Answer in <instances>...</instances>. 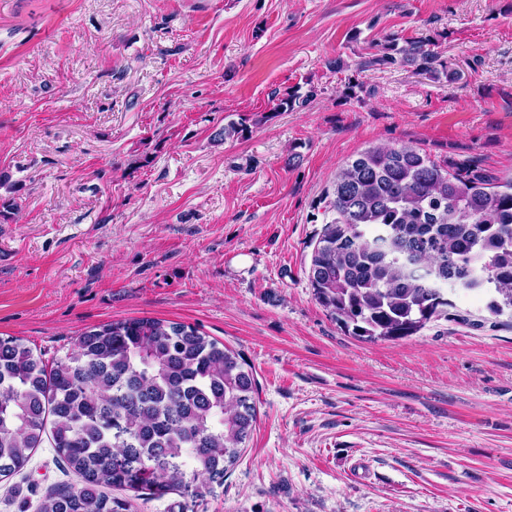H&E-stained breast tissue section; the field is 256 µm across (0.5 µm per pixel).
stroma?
Returning a JSON list of instances; mask_svg holds the SVG:
<instances>
[{
	"label": "stroma",
	"instance_id": "stroma-1",
	"mask_svg": "<svg viewBox=\"0 0 512 512\" xmlns=\"http://www.w3.org/2000/svg\"><path fill=\"white\" fill-rule=\"evenodd\" d=\"M386 34L433 38L458 79L363 67ZM374 145L512 178V0H0V337L51 364L151 317L258 380L224 478L133 512H512V322L454 292L368 341L310 286L336 171ZM79 485L36 449L0 512Z\"/></svg>",
	"mask_w": 512,
	"mask_h": 512
}]
</instances>
